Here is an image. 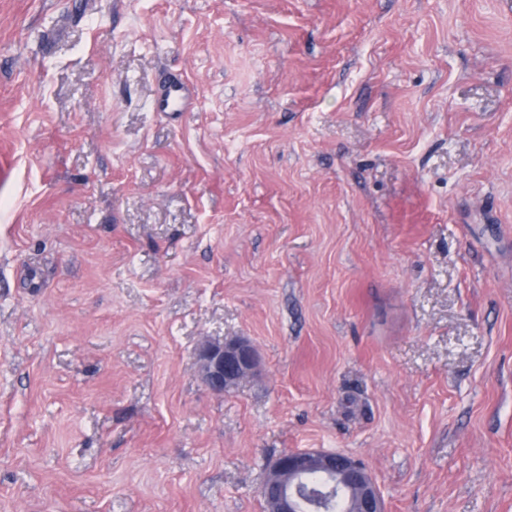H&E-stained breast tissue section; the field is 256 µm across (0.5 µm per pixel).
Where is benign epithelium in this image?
<instances>
[{
	"label": "benign epithelium",
	"instance_id": "7a95c632",
	"mask_svg": "<svg viewBox=\"0 0 512 512\" xmlns=\"http://www.w3.org/2000/svg\"><path fill=\"white\" fill-rule=\"evenodd\" d=\"M255 346L248 340L202 341L195 353L196 371L202 383L215 394H224L240 381L252 376L258 367ZM312 471L328 476L313 486L306 478ZM354 485L358 489V512H384L381 491L371 475L356 459L340 452L304 449L273 460L261 486L270 505L267 512H327L337 499L340 488Z\"/></svg>",
	"mask_w": 512,
	"mask_h": 512
}]
</instances>
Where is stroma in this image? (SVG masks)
Returning <instances> with one entry per match:
<instances>
[{
	"mask_svg": "<svg viewBox=\"0 0 512 512\" xmlns=\"http://www.w3.org/2000/svg\"><path fill=\"white\" fill-rule=\"evenodd\" d=\"M307 448L512 512V0H0V512H264ZM194 96L193 87L181 74L169 72L160 82L153 105L158 112H191ZM255 346L248 340L202 341L195 353L196 371L202 383L215 394H224L252 376L258 367Z\"/></svg>",
	"mask_w": 512,
	"mask_h": 512,
	"instance_id": "obj_1",
	"label": "stroma"
}]
</instances>
